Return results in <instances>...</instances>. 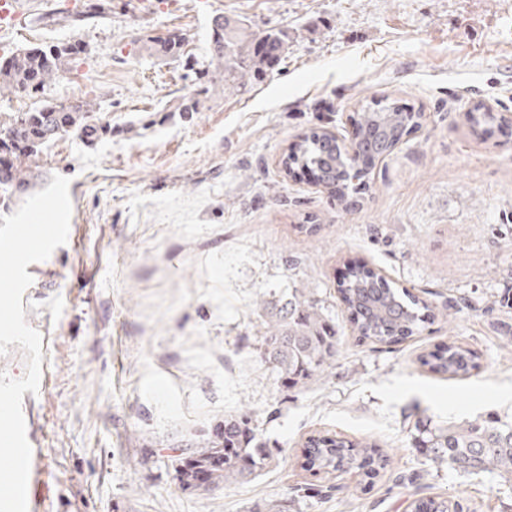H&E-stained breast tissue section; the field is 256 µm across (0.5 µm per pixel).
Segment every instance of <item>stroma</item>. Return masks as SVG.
<instances>
[{
    "label": "stroma",
    "instance_id": "1",
    "mask_svg": "<svg viewBox=\"0 0 512 512\" xmlns=\"http://www.w3.org/2000/svg\"><path fill=\"white\" fill-rule=\"evenodd\" d=\"M85 0H32L0 34V57L78 42L76 64L35 94H0V115L85 100L107 134L43 147L16 211L53 175L69 178L71 236L27 266L22 303L48 370L22 412L39 449L37 512H405L461 500L512 512V480L431 466L418 423L512 415V131L466 114L512 116V0H112L73 27ZM288 38L277 66L245 88L211 64L216 16ZM182 39L180 56L154 39ZM390 96L422 126L346 206L283 151L309 129L353 134L356 106ZM194 107L182 113L183 104ZM362 263L424 300L434 320L390 346L358 342L337 290ZM319 301L339 336L332 365L284 385L260 356L270 303ZM480 369L431 373L448 342ZM249 413L275 465L251 482L182 489L181 458L229 414ZM373 437L390 458L359 486L315 476L318 434ZM112 14V3L105 0H90L83 5V10L71 16V25L79 27L84 23L105 19ZM410 512H464L459 501L438 497L427 500H413L409 504Z\"/></svg>",
    "mask_w": 512,
    "mask_h": 512
}]
</instances>
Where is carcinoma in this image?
I'll list each match as a JSON object with an SVG mask.
<instances>
[{
	"mask_svg": "<svg viewBox=\"0 0 512 512\" xmlns=\"http://www.w3.org/2000/svg\"><path fill=\"white\" fill-rule=\"evenodd\" d=\"M112 14L109 0H88L83 10L71 16V25L105 19ZM211 61L222 68L224 84L242 88L257 80L281 60L287 49L285 35L268 30L255 32L238 19L219 16L212 24ZM68 47L19 49L0 66V93L36 91L56 78L67 64ZM55 58L49 68L45 60ZM46 104L32 112H15L0 119V152L13 153L0 166V200H8L27 185L26 162L35 160L41 146L62 133L96 139L103 128L93 121L91 105L76 103L66 112ZM355 119L358 150L365 167L352 172L344 143L335 134L312 128L284 153L285 171L309 167L317 184L337 191L349 203L358 202L370 188V174L377 157L421 126L423 113L400 107L394 100L370 101L360 105ZM341 300L350 312L354 330L362 340L392 344L421 333L433 313L429 305L408 289L355 267L339 285ZM276 320L264 337L262 357L293 386L306 385L323 374L336 356V327L323 307L305 291L296 288L288 302L275 313ZM436 374L458 376L476 368L474 354L452 341L443 350L422 361ZM432 464L448 466L466 474L495 471L512 479V418L490 415L461 422L434 425L418 441ZM304 457L314 474L332 475L347 466L369 479L386 470L388 458L375 440H349L324 434L308 440ZM274 449L264 446L252 419L246 414L224 417L219 439L196 452L177 469L180 486L187 489L243 483L269 468ZM410 512H463L458 501L443 497L414 500Z\"/></svg>",
	"mask_w": 512,
	"mask_h": 512,
	"instance_id": "carcinoma-1",
	"label": "carcinoma"
}]
</instances>
